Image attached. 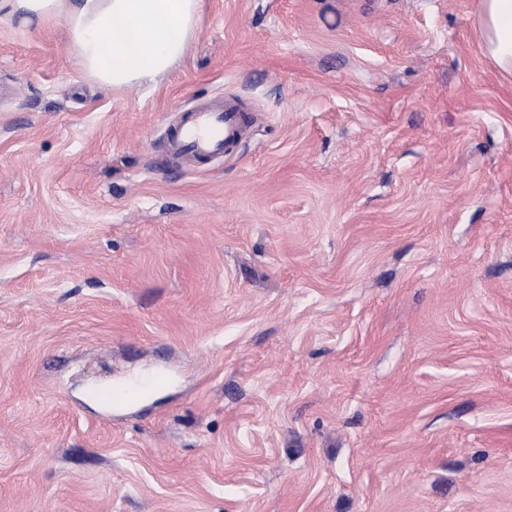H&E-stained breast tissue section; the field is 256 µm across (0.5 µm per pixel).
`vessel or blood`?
Listing matches in <instances>:
<instances>
[{
  "instance_id": "obj_1",
  "label": "vessel or blood",
  "mask_w": 512,
  "mask_h": 512,
  "mask_svg": "<svg viewBox=\"0 0 512 512\" xmlns=\"http://www.w3.org/2000/svg\"><path fill=\"white\" fill-rule=\"evenodd\" d=\"M258 119V113L245 110L237 96L227 95L185 109L179 121L166 127L164 138L172 156L201 162L235 145L243 127Z\"/></svg>"
}]
</instances>
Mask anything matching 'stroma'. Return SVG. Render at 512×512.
Returning <instances> with one entry per match:
<instances>
[{
    "label": "stroma",
    "mask_w": 512,
    "mask_h": 512,
    "mask_svg": "<svg viewBox=\"0 0 512 512\" xmlns=\"http://www.w3.org/2000/svg\"><path fill=\"white\" fill-rule=\"evenodd\" d=\"M479 0H202L104 89L0 14V512H512V76ZM262 119L186 168L171 113ZM162 381L114 416L93 395Z\"/></svg>",
    "instance_id": "1"
}]
</instances>
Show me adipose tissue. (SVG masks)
Segmentation results:
<instances>
[{
	"mask_svg": "<svg viewBox=\"0 0 512 512\" xmlns=\"http://www.w3.org/2000/svg\"><path fill=\"white\" fill-rule=\"evenodd\" d=\"M10 15L41 25L64 18L71 52L102 87L154 82L186 52L201 0H0ZM477 29L485 50L512 74V0H480Z\"/></svg>",
	"mask_w": 512,
	"mask_h": 512,
	"instance_id": "adipose-tissue-1",
	"label": "adipose tissue"
}]
</instances>
